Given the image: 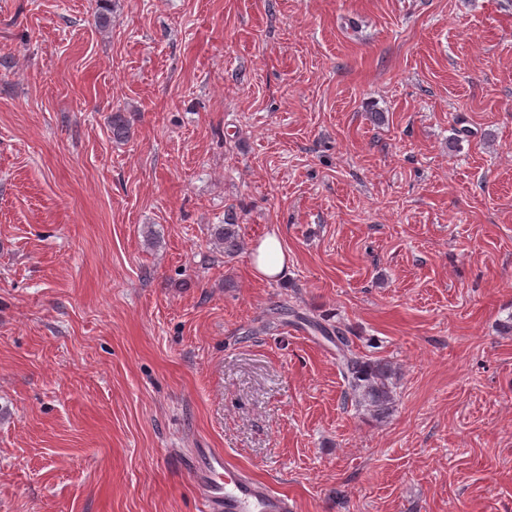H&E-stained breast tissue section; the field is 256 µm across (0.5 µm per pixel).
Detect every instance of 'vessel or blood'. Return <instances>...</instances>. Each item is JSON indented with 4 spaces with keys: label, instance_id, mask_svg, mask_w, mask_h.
Returning a JSON list of instances; mask_svg holds the SVG:
<instances>
[{
    "label": "vessel or blood",
    "instance_id": "b4317fda",
    "mask_svg": "<svg viewBox=\"0 0 512 512\" xmlns=\"http://www.w3.org/2000/svg\"><path fill=\"white\" fill-rule=\"evenodd\" d=\"M194 465L202 512H294L288 494L236 469L223 452L196 449Z\"/></svg>",
    "mask_w": 512,
    "mask_h": 512
}]
</instances>
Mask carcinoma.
I'll use <instances>...</instances> for the list:
<instances>
[{
    "instance_id": "1",
    "label": "carcinoma",
    "mask_w": 512,
    "mask_h": 512,
    "mask_svg": "<svg viewBox=\"0 0 512 512\" xmlns=\"http://www.w3.org/2000/svg\"><path fill=\"white\" fill-rule=\"evenodd\" d=\"M110 128L113 139L125 141L130 134V119L122 112H114ZM214 238L224 247L227 255L234 254L239 249V237L233 223L216 225ZM308 325L335 344L349 395L355 406L377 419L386 417L393 401L389 383L392 374L390 366L381 362H368L358 356L341 328L327 329L313 320L308 321Z\"/></svg>"
}]
</instances>
